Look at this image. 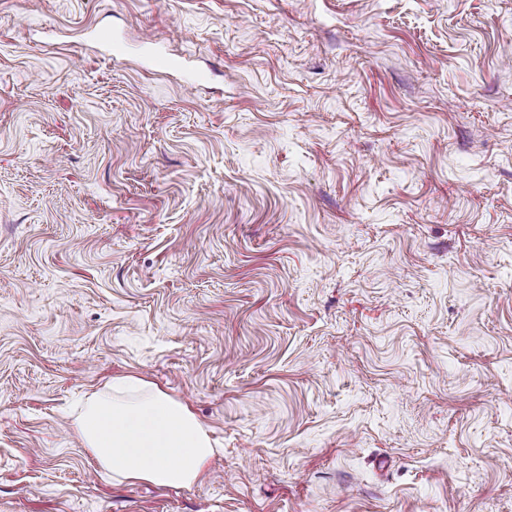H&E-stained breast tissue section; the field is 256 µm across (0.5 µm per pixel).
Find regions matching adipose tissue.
<instances>
[{"label":"adipose tissue","mask_w":512,"mask_h":512,"mask_svg":"<svg viewBox=\"0 0 512 512\" xmlns=\"http://www.w3.org/2000/svg\"><path fill=\"white\" fill-rule=\"evenodd\" d=\"M74 425L116 484L189 486L216 454L208 428L187 405L133 376L87 398Z\"/></svg>","instance_id":"obj_1"}]
</instances>
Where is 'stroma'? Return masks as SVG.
<instances>
[{
	"instance_id": "35a3bbf8",
	"label": "stroma",
	"mask_w": 512,
	"mask_h": 512,
	"mask_svg": "<svg viewBox=\"0 0 512 512\" xmlns=\"http://www.w3.org/2000/svg\"><path fill=\"white\" fill-rule=\"evenodd\" d=\"M508 52L512 0H0V512H512ZM126 375L193 485L84 447ZM74 425L114 484L190 486L219 452L187 405L133 376L87 398Z\"/></svg>"
}]
</instances>
